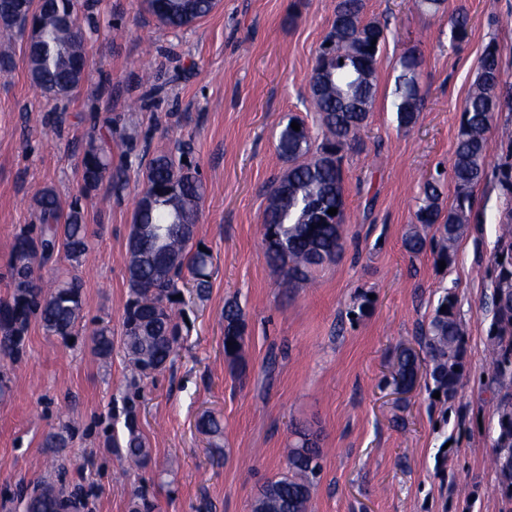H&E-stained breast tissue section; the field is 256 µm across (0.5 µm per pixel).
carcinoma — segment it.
<instances>
[{"mask_svg": "<svg viewBox=\"0 0 512 512\" xmlns=\"http://www.w3.org/2000/svg\"><path fill=\"white\" fill-rule=\"evenodd\" d=\"M41 29V47L25 49L28 75L33 85L58 99L71 100V87L83 83L86 37L80 24L79 0H25ZM146 9L171 29L188 27L207 17L217 0H145ZM365 0H338L331 31L324 39L334 53L332 63L316 62L309 79L310 101L318 114L321 139L290 113L280 122L276 150L288 163L273 185L262 221L268 262L284 271L287 282L306 280L311 272L332 262L343 250L344 153L356 149L375 100V67L386 42V27L364 19ZM0 29L23 36V27L11 13H0ZM422 57L412 49L399 59L393 107L399 126L409 128L422 111L420 88ZM501 77L497 49L490 44L480 59L477 76L463 107L452 164L454 202L442 214V191L435 181L423 186L415 223L421 226L406 235V249L418 254L431 245L437 261L451 265L457 242L467 229V210L473 188L486 175L491 153L488 131L499 111ZM300 130L295 131L291 123ZM112 125L88 136L80 161V178L86 191L107 184L105 195L127 186L122 164L112 165ZM178 153L159 151L148 160L145 182L138 195L128 241L126 272L129 297L124 309L121 348L130 367L125 382L124 427L126 432L108 435L116 448L122 472L144 467L151 456L145 438L135 424L142 383L153 373L173 363L181 347L177 316L184 301L178 298L187 280L198 294L208 288L213 273L210 251L199 249L197 224L204 188L195 170ZM35 227L16 235L11 257L13 292L0 301V358L17 360L24 337L33 322L53 336L66 339L78 333L84 319L83 284L76 276H58L45 283L35 267L47 261L58 248L77 262L90 247L82 199L65 210L56 192L44 188L34 197ZM337 214H328V209ZM512 211L499 249L491 263L490 307L487 330L491 381L498 385L496 427L491 465L504 500L512 505V454L503 459L500 448L512 451ZM246 337V324L237 305L224 306V357L238 365ZM92 353L108 360L114 349L112 329L99 325L92 331ZM422 356L401 351L392 384L411 381L415 375L427 380L429 394L440 392L443 402L455 397L467 373V336L454 293L439 297L418 336ZM199 427L219 440L221 420L207 414ZM71 421H63L44 440V446L59 452L67 447ZM287 452L286 471L265 482L252 503V512H313L312 489L321 472L323 451L318 438L307 429L294 430ZM74 503L75 512H85L88 502L70 490L66 468L23 487L19 504L24 512H40L39 506ZM157 505L136 491L130 512H155Z\"/></svg>", "mask_w": 512, "mask_h": 512, "instance_id": "cac0c4a2", "label": "carcinoma"}]
</instances>
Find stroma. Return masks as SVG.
Instances as JSON below:
<instances>
[{
    "label": "stroma",
    "mask_w": 512,
    "mask_h": 512,
    "mask_svg": "<svg viewBox=\"0 0 512 512\" xmlns=\"http://www.w3.org/2000/svg\"><path fill=\"white\" fill-rule=\"evenodd\" d=\"M337 0H220L202 21L171 30L142 0H86L80 15L90 68L71 101H54L29 79L19 40L0 38L14 68L0 75V300L12 284L8 263L20 229L35 220L33 197L53 188L62 203L82 192L78 168L91 115H108L124 143L112 146L129 179L107 207L86 204L93 244L79 264L56 252L42 278L76 274L84 314L122 330L129 288L126 248L143 187L144 144H184L207 192L197 238L214 258L205 298L184 289L188 329L172 366L143 384L137 425L152 449L150 470L120 475L106 430L123 411L127 364L90 351L81 332L66 344L32 324L16 362H0L11 393L0 400V512H11L19 481L52 471L42 448L60 416L76 421L62 454L70 481L91 512H128L146 484L159 512H251L259 485L285 470L294 426L316 430L323 448L314 512H501L490 464L494 405L487 374L489 269L512 196L496 167L512 162V112L489 133L486 177L468 210L454 263L412 255L403 239L431 177L453 202L451 166L462 105L487 45H495L512 88V0H367L366 16L386 23L376 99L359 150L344 164L345 249L309 281L287 288L268 263L262 214L280 120L299 115L316 128L307 97L319 47ZM469 16L464 42L450 40L457 9ZM422 54L423 110L399 127L392 106L400 56ZM459 300L469 373L446 407L425 383L412 393L390 384L401 348L416 346L444 289ZM236 301L247 325L240 372L224 358V305ZM224 425L220 449L198 427L207 413ZM444 464H437L441 443Z\"/></svg>",
    "instance_id": "obj_1"
}]
</instances>
